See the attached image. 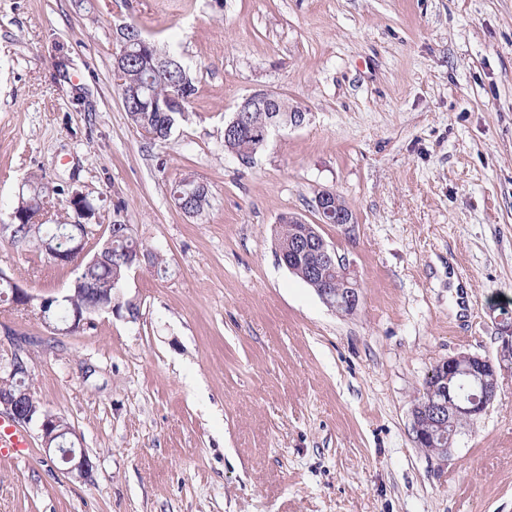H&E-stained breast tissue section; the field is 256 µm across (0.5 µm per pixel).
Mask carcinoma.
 I'll use <instances>...</instances> for the list:
<instances>
[{
    "label": "carcinoma",
    "instance_id": "carcinoma-1",
    "mask_svg": "<svg viewBox=\"0 0 512 512\" xmlns=\"http://www.w3.org/2000/svg\"><path fill=\"white\" fill-rule=\"evenodd\" d=\"M145 45L134 48L126 58L124 73L119 75L121 89L132 92L124 110L131 125L144 137L153 140L168 139L178 121L185 117L194 85L187 68L174 55L159 48L155 42L146 38ZM295 113L288 103L277 101L276 115L261 109H251L244 121L226 126L224 151L237 156L248 163L259 148L257 144L272 119L288 123L289 114ZM63 194L65 190L49 187L41 179L33 176L28 180L27 189L19 194L12 209L14 227L10 235L11 243L45 252L44 243L68 229L65 224H43L41 232L28 236L24 223L30 221L42 209L44 199L49 193ZM172 196L177 203H184L183 209L197 214L202 213L208 204V187L199 185L192 177H185L174 183ZM305 229L303 224H282L277 237L276 247L288 249V240L295 233ZM105 251L106 261L86 260L78 266L75 279L79 281L81 291L68 293L64 297L50 299L48 319L63 321L70 312L85 307L106 297L117 304L119 291L128 272L132 269L136 255L146 254L149 264L158 276L168 274L166 260L159 254L149 251L134 235L133 231L117 221L109 225ZM440 381L438 367H433L423 384V391L415 399V405L422 406L430 399L433 387Z\"/></svg>",
    "mask_w": 512,
    "mask_h": 512
}]
</instances>
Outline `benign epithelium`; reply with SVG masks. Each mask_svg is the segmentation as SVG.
Here are the masks:
<instances>
[{"mask_svg":"<svg viewBox=\"0 0 512 512\" xmlns=\"http://www.w3.org/2000/svg\"><path fill=\"white\" fill-rule=\"evenodd\" d=\"M82 197L83 193L77 190L70 196L71 207L77 217L72 227L76 229L77 234H69L49 242L48 255L59 264L71 265L78 259L86 258L84 244L93 228L87 223L90 214L81 202ZM314 211L317 220L310 225L312 232L306 231L296 235L288 243V252L279 254V259L292 273L305 271L309 280L319 276L326 266L336 268V277L343 283V287L320 288L319 297L328 306L336 302L355 312L360 302L357 276L346 258L338 255L335 247L331 246L319 231L322 224L353 223L352 212L347 205L340 203L338 194L327 190L315 196ZM103 312L117 315L119 309L111 304L76 310L73 312L71 323L60 327L49 322L47 328L56 334L74 332L90 324L94 316ZM439 370L443 374V384L435 388L425 405L413 408L412 419L416 439H439L440 456L446 457L451 452L448 448L447 435L443 433L448 421H474L488 409L497 395L499 369L488 357L467 354L444 359L440 362ZM463 376L468 377L477 386L476 392L463 396L458 389L451 386L454 378ZM27 377L29 370L26 360L19 354L14 355L8 368V379L0 377V406L4 407L10 419L18 425L37 423L45 451L62 462L64 474L79 481H92L94 465L84 450L51 446L56 436L72 432L71 426L64 418L38 407L28 390L9 388V380L15 378L21 383Z\"/></svg>","mask_w":512,"mask_h":512,"instance_id":"1","label":"benign epithelium"}]
</instances>
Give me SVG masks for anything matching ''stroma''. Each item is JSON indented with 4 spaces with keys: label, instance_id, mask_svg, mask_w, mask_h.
<instances>
[{
    "label": "stroma",
    "instance_id": "stroma-1",
    "mask_svg": "<svg viewBox=\"0 0 512 512\" xmlns=\"http://www.w3.org/2000/svg\"><path fill=\"white\" fill-rule=\"evenodd\" d=\"M126 24L190 70L168 140L124 111ZM262 90L305 119L245 164L224 123ZM33 172L64 189L50 222L80 191L169 272L70 335L0 302V367L31 340L32 397L95 465L65 477L27 425L0 512H512V0H0V225ZM187 176L195 217L170 194ZM324 189L353 214L320 226L360 283L346 317L275 251ZM0 270L39 297L76 274L3 235ZM463 354L500 362L499 391L444 459L412 406ZM187 182L195 187V190L189 199L187 198L186 193V188L188 187ZM199 183L202 182H199L192 177H185L172 185L171 193L175 202L181 203L186 200L183 206L185 212L189 209L198 215L202 213L205 206L208 204V187L204 183L200 186Z\"/></svg>",
    "mask_w": 512,
    "mask_h": 512
}]
</instances>
